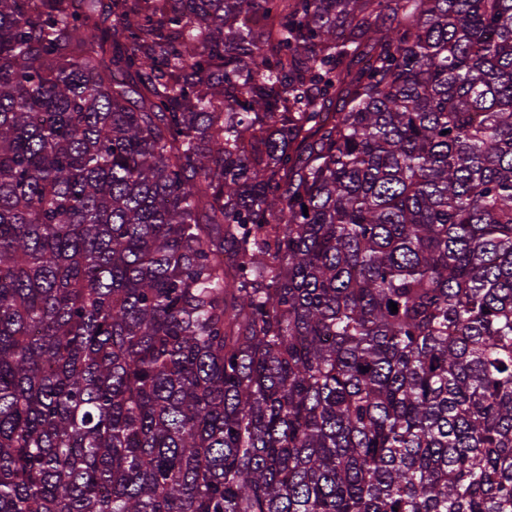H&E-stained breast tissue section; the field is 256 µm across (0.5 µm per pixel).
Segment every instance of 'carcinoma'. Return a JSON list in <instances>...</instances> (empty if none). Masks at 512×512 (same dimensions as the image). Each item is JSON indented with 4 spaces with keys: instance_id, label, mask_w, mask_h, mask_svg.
I'll return each instance as SVG.
<instances>
[{
    "instance_id": "cac0c4a2",
    "label": "carcinoma",
    "mask_w": 512,
    "mask_h": 512,
    "mask_svg": "<svg viewBox=\"0 0 512 512\" xmlns=\"http://www.w3.org/2000/svg\"><path fill=\"white\" fill-rule=\"evenodd\" d=\"M0 512H512V0H0Z\"/></svg>"
}]
</instances>
